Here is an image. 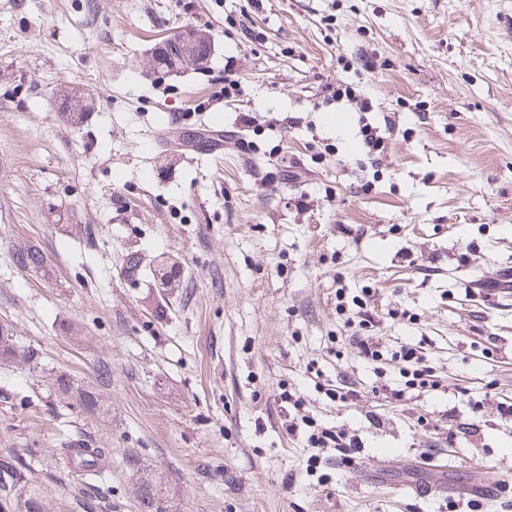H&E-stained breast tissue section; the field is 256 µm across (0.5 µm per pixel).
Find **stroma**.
<instances>
[{
	"label": "stroma",
	"instance_id": "obj_1",
	"mask_svg": "<svg viewBox=\"0 0 512 512\" xmlns=\"http://www.w3.org/2000/svg\"><path fill=\"white\" fill-rule=\"evenodd\" d=\"M185 26L213 55L154 73ZM340 288L371 289L380 364ZM1 325L37 366L0 360V450L36 449L56 512H140L147 475L160 512H512V0H0ZM403 344L441 390L389 398ZM65 436L110 450L95 488ZM55 381L58 392L75 400L85 411L94 414L104 408L101 400L92 391L74 388L70 380L62 376L56 378ZM347 433L343 431H335L330 428H321L317 433L310 435L309 442L312 448H336L341 454L349 458L350 448H357L358 443L349 439L346 441Z\"/></svg>",
	"mask_w": 512,
	"mask_h": 512
}]
</instances>
